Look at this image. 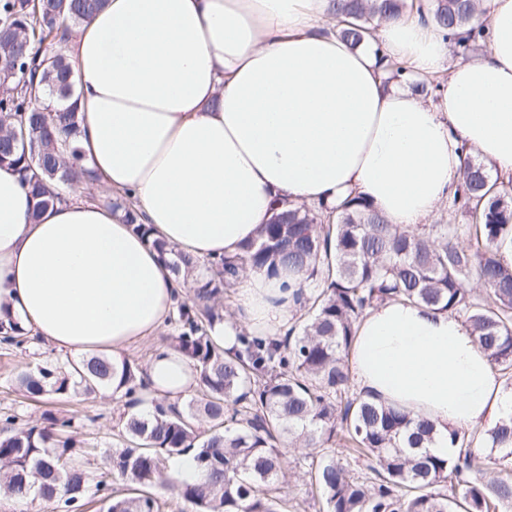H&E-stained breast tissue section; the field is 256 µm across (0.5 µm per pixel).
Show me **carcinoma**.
I'll list each match as a JSON object with an SVG mask.
<instances>
[{"label": "carcinoma", "instance_id": "1", "mask_svg": "<svg viewBox=\"0 0 512 512\" xmlns=\"http://www.w3.org/2000/svg\"><path fill=\"white\" fill-rule=\"evenodd\" d=\"M106 0H0V69L11 92L0 96V166H18L35 200L31 218L65 200L62 187L92 178L78 148L69 154L79 126L70 64L49 46L90 19ZM342 17L339 35L350 46L366 42L379 19H397L405 0H333ZM410 9L446 31L461 54L485 47L489 28L478 23L476 0H413ZM42 89L32 104V84ZM463 185L448 209L470 214L474 233L466 245L457 224H423L415 232L388 224L365 201H348L336 214L308 207L289 209L264 224L260 235L232 257L207 262L209 275L195 279L194 295L178 301L170 317L179 349L196 372V397L185 404L156 401L151 418L131 414L119 427L118 447L104 451V470L92 474L78 461L85 443L73 436L74 421L45 417L44 425L18 427L4 413L0 438V492L38 497L57 512H81L90 488L103 494L106 512H160L155 489L167 461L191 455L206 477L202 484L177 479L172 487L191 512H289L302 508L283 495L292 448L322 452L310 468L326 512H498L512 504V469L485 481L472 447L484 437L512 457V417L485 432L479 427L449 435L451 458L426 450L434 425L364 399L351 391L348 355L355 324L364 311L389 298H404L462 315L491 364L512 372V268L499 258L512 235V194L491 183L484 167L464 160ZM198 262L169 261L186 280ZM288 266L303 273L296 293L300 313L282 340L243 334L226 351L210 331L224 321L221 300L240 272L270 275ZM478 280L485 293L466 287ZM30 340L16 323L0 321V343ZM146 370L93 355L19 376L33 397H65L115 387L129 404L142 401ZM342 442L366 471L334 455ZM119 476L130 485L112 494Z\"/></svg>", "mask_w": 512, "mask_h": 512}]
</instances>
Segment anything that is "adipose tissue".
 I'll use <instances>...</instances> for the list:
<instances>
[{"mask_svg":"<svg viewBox=\"0 0 512 512\" xmlns=\"http://www.w3.org/2000/svg\"><path fill=\"white\" fill-rule=\"evenodd\" d=\"M485 4L484 51L454 62L444 31L410 10L353 48L325 23L331 0H106L65 49L77 145L96 184L132 200L152 234L76 191L31 222L22 170L0 167V318L57 352H108L118 366L165 330L176 303L155 241L216 260L276 209L354 196L388 223L422 225L457 193L467 153L511 180L512 0ZM385 59L405 65L402 78ZM438 74L434 97L415 93ZM300 280L285 268L240 274L235 315L212 336L230 349L244 333L286 335ZM348 360L363 398L433 423L436 455L453 454L449 430L512 415V390L457 313L375 304ZM147 383L174 403L194 373L164 347Z\"/></svg>","mask_w":512,"mask_h":512,"instance_id":"adipose-tissue-1","label":"adipose tissue"}]
</instances>
